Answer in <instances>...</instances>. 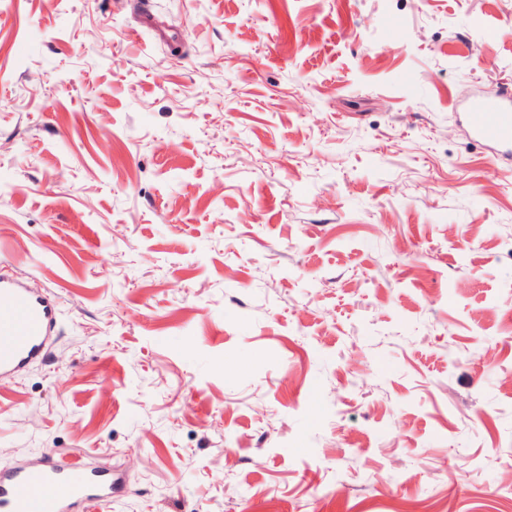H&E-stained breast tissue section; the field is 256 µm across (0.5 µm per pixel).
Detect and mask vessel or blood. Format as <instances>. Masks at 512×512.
I'll return each instance as SVG.
<instances>
[{"mask_svg": "<svg viewBox=\"0 0 512 512\" xmlns=\"http://www.w3.org/2000/svg\"><path fill=\"white\" fill-rule=\"evenodd\" d=\"M471 137L488 146L494 158L512 161V94H480L467 106ZM57 325L48 294L20 279L0 277V378L45 358ZM111 471L65 467L52 456L0 475V512H91L112 499Z\"/></svg>", "mask_w": 512, "mask_h": 512, "instance_id": "vessel-or-blood-1", "label": "vessel or blood"}]
</instances>
